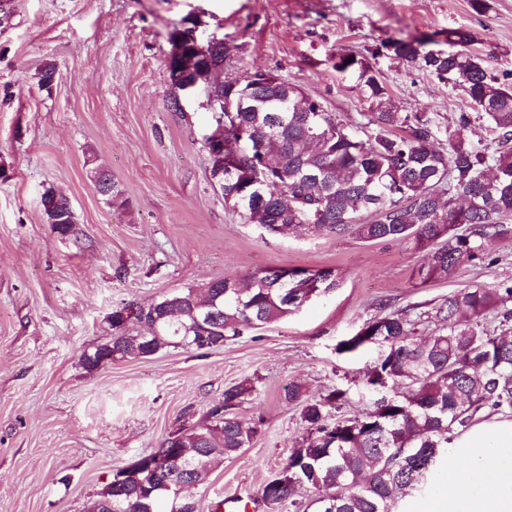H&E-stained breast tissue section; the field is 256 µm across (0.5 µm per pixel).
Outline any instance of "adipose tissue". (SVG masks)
Instances as JSON below:
<instances>
[{
	"instance_id": "1",
	"label": "adipose tissue",
	"mask_w": 512,
	"mask_h": 512,
	"mask_svg": "<svg viewBox=\"0 0 512 512\" xmlns=\"http://www.w3.org/2000/svg\"><path fill=\"white\" fill-rule=\"evenodd\" d=\"M457 464L428 496L401 499L395 512H512V419L480 420L448 445Z\"/></svg>"
}]
</instances>
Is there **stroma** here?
Masks as SVG:
<instances>
[{
	"label": "stroma",
	"mask_w": 512,
	"mask_h": 512,
	"mask_svg": "<svg viewBox=\"0 0 512 512\" xmlns=\"http://www.w3.org/2000/svg\"><path fill=\"white\" fill-rule=\"evenodd\" d=\"M14 0L0 32V512H86L113 472L178 429L201 424L225 388L250 383L240 417L257 423L249 448L214 462L205 480L161 512H225L243 500L268 512L261 488L307 429L288 387L340 388L352 412L376 399L363 383L374 351L337 343L368 319L416 316L448 293L512 281V241L492 264H463L452 280L419 284L408 244L293 231L269 235L224 205L210 179L205 95L168 108V36L184 18L230 49L223 80L270 70L355 124L369 101L336 72V53L363 56L401 112L431 116L438 145L471 111L465 92L380 52L408 38L447 49L472 35L490 71L512 84V0ZM55 82H39L46 65ZM122 189L101 196L91 173ZM52 188L77 215L69 235L43 221ZM332 267L339 288L288 318L204 351L165 349L87 371L84 352L112 338L115 307L147 305L213 279L265 267Z\"/></svg>",
	"instance_id": "35a3bbf8"
}]
</instances>
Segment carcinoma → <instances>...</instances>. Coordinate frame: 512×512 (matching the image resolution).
Segmentation results:
<instances>
[{"mask_svg":"<svg viewBox=\"0 0 512 512\" xmlns=\"http://www.w3.org/2000/svg\"><path fill=\"white\" fill-rule=\"evenodd\" d=\"M182 56L167 64L171 85L204 89L214 119L207 145L210 174L223 178L224 204L246 223L269 234L293 228L311 233L354 234L367 241H402L426 252L419 284L455 277L465 262L488 259L485 245L512 240V84L500 82L477 52L468 32H448V51L425 42L391 38L381 43L441 81L459 86L486 122L488 139L467 135L472 116L463 112L448 128V147L436 146L425 112L394 110L377 72L354 53H338L334 68L353 76L370 101V118L357 126L294 92L274 72H245L222 84L229 48L195 42L174 31ZM245 100V109L229 114ZM267 158L257 187L242 177ZM45 223L64 236L76 223L69 199L48 188L41 197ZM340 286L333 268L265 267L239 279L220 278L162 297L146 306L157 322L146 344L140 333L112 323V339L84 354L91 371L107 359L141 358L164 348L212 347L202 336L235 340L287 318L312 298ZM512 283L462 288L433 303L425 317L391 312L365 321L336 345L339 354L376 348L365 384L379 394L373 409L329 420L346 405V391L309 397L288 389L309 436L293 449L261 488L271 512H287L299 489L317 496L316 512H393L399 499L450 460L448 441L482 415L512 416ZM253 386L224 389L201 425L181 428L154 452L171 451L179 467L144 478L150 492H112V512H160L159 501L179 485L202 482L198 466L249 447L256 426L236 409Z\"/></svg>","mask_w":512,"mask_h":512,"instance_id":"cac0c4a2","label":"carcinoma"}]
</instances>
